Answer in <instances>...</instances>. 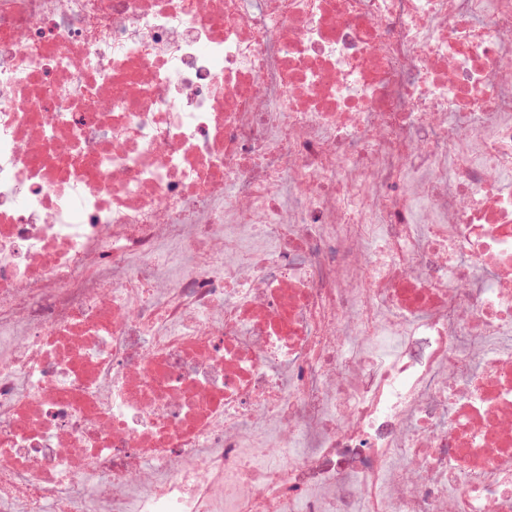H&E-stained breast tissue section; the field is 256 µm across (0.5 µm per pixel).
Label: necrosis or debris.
<instances>
[{"label":"necrosis or debris","instance_id":"obj_1","mask_svg":"<svg viewBox=\"0 0 512 512\" xmlns=\"http://www.w3.org/2000/svg\"><path fill=\"white\" fill-rule=\"evenodd\" d=\"M0 512H512V0H0Z\"/></svg>","mask_w":512,"mask_h":512}]
</instances>
